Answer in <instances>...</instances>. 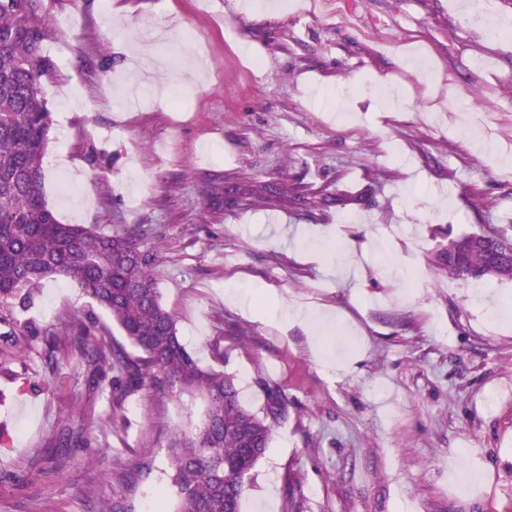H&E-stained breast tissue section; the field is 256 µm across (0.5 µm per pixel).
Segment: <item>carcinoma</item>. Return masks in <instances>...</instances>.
Wrapping results in <instances>:
<instances>
[{"mask_svg":"<svg viewBox=\"0 0 512 512\" xmlns=\"http://www.w3.org/2000/svg\"><path fill=\"white\" fill-rule=\"evenodd\" d=\"M40 0H0V313L27 309L46 281H66L109 313L112 324L140 352L89 342L92 314L73 325L76 356L94 376L112 368L130 388L167 385L205 403L202 426L168 448L179 506L176 512H240L252 472L283 417L275 389L259 412L240 401L233 378L205 368L178 336L151 275L154 254L141 249L140 232H98L62 224L43 195L42 158L51 114L40 79L54 69L44 47ZM436 266L457 279L512 280V225L485 237L448 238Z\"/></svg>","mask_w":512,"mask_h":512,"instance_id":"carcinoma-1","label":"carcinoma"}]
</instances>
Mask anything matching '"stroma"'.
Here are the masks:
<instances>
[{
    "label": "stroma",
    "mask_w": 512,
    "mask_h": 512,
    "mask_svg": "<svg viewBox=\"0 0 512 512\" xmlns=\"http://www.w3.org/2000/svg\"><path fill=\"white\" fill-rule=\"evenodd\" d=\"M237 2L41 0L49 208L139 228L188 351L250 410L279 389L241 512L292 494L302 512H512V280L433 258L444 234L512 224V36L489 32L512 0ZM295 302L331 318L283 323ZM87 308L43 285L24 317L51 348L0 316V512H174L169 443L203 404L115 400L111 370L89 394L65 330ZM77 423L85 443L56 450Z\"/></svg>",
    "instance_id": "stroma-1"
}]
</instances>
